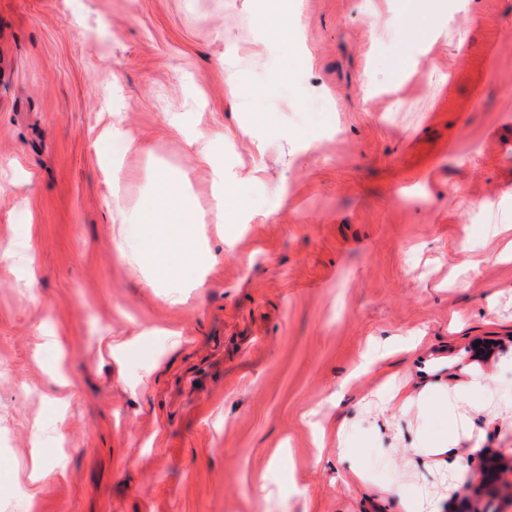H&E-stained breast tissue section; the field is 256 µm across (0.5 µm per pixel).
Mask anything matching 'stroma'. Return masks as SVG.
Returning <instances> with one entry per match:
<instances>
[{
  "label": "stroma",
  "instance_id": "stroma-1",
  "mask_svg": "<svg viewBox=\"0 0 512 512\" xmlns=\"http://www.w3.org/2000/svg\"><path fill=\"white\" fill-rule=\"evenodd\" d=\"M430 7L0 0V250L29 252L38 280L0 260V512H400L395 485L434 512H495L473 488L484 451L512 458V261L495 260L512 238V0H471L426 50L406 21ZM117 114L138 145L130 199L163 172L203 212L235 189L234 231L209 230L219 262L182 304L113 247L99 137ZM162 327L182 344L114 361L101 343ZM413 331L386 396L346 386L375 342ZM481 340L496 354L470 361ZM476 379L499 400L441 461L414 455L447 424L402 413L404 387ZM340 419L371 486L340 475ZM35 454L65 465L30 480Z\"/></svg>",
  "mask_w": 512,
  "mask_h": 512
}]
</instances>
